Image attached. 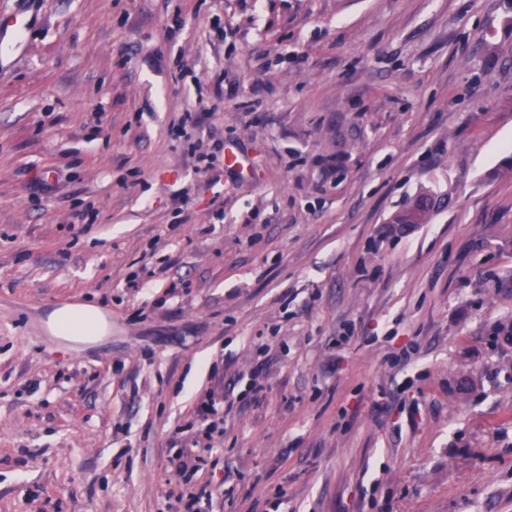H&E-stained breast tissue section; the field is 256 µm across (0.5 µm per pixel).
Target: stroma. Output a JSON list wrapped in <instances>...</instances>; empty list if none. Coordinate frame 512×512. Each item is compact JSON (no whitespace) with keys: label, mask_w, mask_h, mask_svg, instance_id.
<instances>
[{"label":"stroma","mask_w":512,"mask_h":512,"mask_svg":"<svg viewBox=\"0 0 512 512\" xmlns=\"http://www.w3.org/2000/svg\"><path fill=\"white\" fill-rule=\"evenodd\" d=\"M17 11L0 512H512V0ZM444 204L445 199L442 196L432 194L428 191H421L405 208L392 217L391 224L426 223ZM50 322L57 336L77 344L95 342L104 330L97 312L90 306L79 310L57 309L51 314Z\"/></svg>","instance_id":"35a3bbf8"}]
</instances>
